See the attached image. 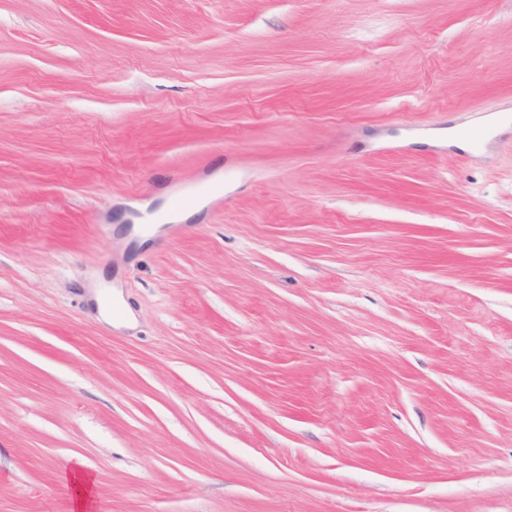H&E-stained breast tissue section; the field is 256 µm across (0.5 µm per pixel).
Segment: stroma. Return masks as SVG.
<instances>
[{
	"instance_id": "stroma-1",
	"label": "stroma",
	"mask_w": 512,
	"mask_h": 512,
	"mask_svg": "<svg viewBox=\"0 0 512 512\" xmlns=\"http://www.w3.org/2000/svg\"><path fill=\"white\" fill-rule=\"evenodd\" d=\"M509 108L512 0H0V512H512Z\"/></svg>"
}]
</instances>
